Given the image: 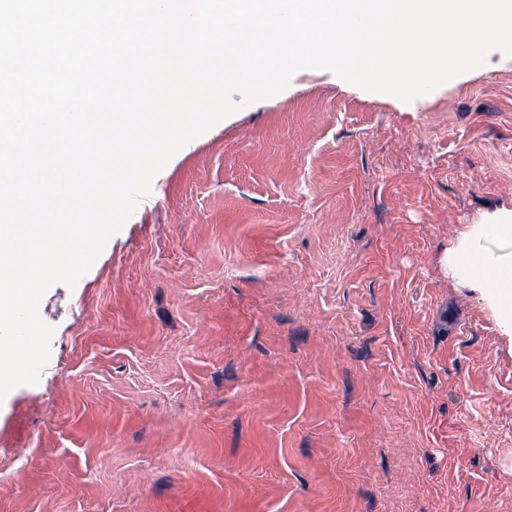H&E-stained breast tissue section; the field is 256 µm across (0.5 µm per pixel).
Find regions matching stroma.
I'll return each instance as SVG.
<instances>
[{"mask_svg": "<svg viewBox=\"0 0 512 512\" xmlns=\"http://www.w3.org/2000/svg\"><path fill=\"white\" fill-rule=\"evenodd\" d=\"M512 56L405 103L303 69L185 145L0 402V512H512ZM475 225L477 227L466 234L447 262L472 288L490 289L489 299L496 308L499 321L512 334V210L495 211ZM481 234L493 236L510 249L498 265L490 266L472 250L471 240Z\"/></svg>", "mask_w": 512, "mask_h": 512, "instance_id": "1", "label": "stroma"}]
</instances>
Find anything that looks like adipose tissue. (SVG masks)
I'll use <instances>...</instances> for the list:
<instances>
[{
	"mask_svg": "<svg viewBox=\"0 0 512 512\" xmlns=\"http://www.w3.org/2000/svg\"><path fill=\"white\" fill-rule=\"evenodd\" d=\"M474 235L488 234L507 246L508 252L498 265H489L462 240L449 259V266L475 288L487 289L499 321L512 332V210H498L485 217L473 230Z\"/></svg>",
	"mask_w": 512,
	"mask_h": 512,
	"instance_id": "1",
	"label": "adipose tissue"
}]
</instances>
